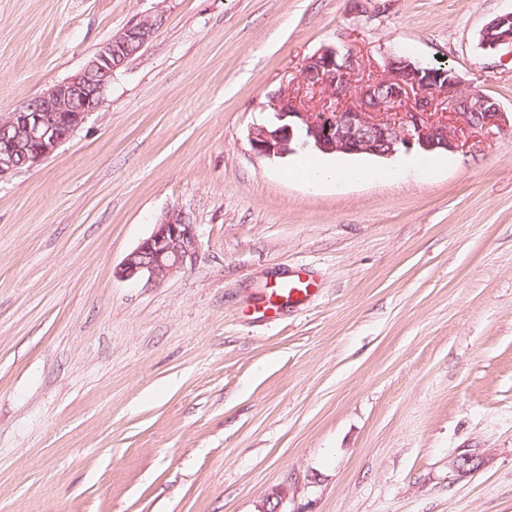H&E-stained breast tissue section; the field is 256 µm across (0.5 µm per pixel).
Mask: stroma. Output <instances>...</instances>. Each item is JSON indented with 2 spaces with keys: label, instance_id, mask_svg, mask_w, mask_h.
<instances>
[{
  "label": "stroma",
  "instance_id": "stroma-1",
  "mask_svg": "<svg viewBox=\"0 0 512 512\" xmlns=\"http://www.w3.org/2000/svg\"><path fill=\"white\" fill-rule=\"evenodd\" d=\"M512 0H0V115L162 22L41 165L0 178V512H512V128L430 175L253 154L324 46L442 62L512 116ZM192 265L115 269L168 208ZM309 273L305 302L261 318ZM475 454L473 468L457 459ZM481 44L484 49L498 50L502 45L512 48V12L493 18L481 33ZM287 176L291 180L347 181L352 178L383 179L390 176V172L384 170L354 171L341 165L326 163L306 156L288 169ZM311 282L305 276L296 274L285 281L280 288H273L270 294L271 298L285 299L288 303L298 300L302 296L308 297Z\"/></svg>",
  "mask_w": 512,
  "mask_h": 512
}]
</instances>
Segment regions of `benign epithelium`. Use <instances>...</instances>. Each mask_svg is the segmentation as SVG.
I'll use <instances>...</instances> for the list:
<instances>
[{"label": "benign epithelium", "mask_w": 512, "mask_h": 512, "mask_svg": "<svg viewBox=\"0 0 512 512\" xmlns=\"http://www.w3.org/2000/svg\"><path fill=\"white\" fill-rule=\"evenodd\" d=\"M160 22L157 16L139 18L102 43L79 72L1 116L0 179L50 158L98 109L129 48H143ZM481 44L491 51L512 46V12L485 25ZM359 66L357 53L347 47L324 46L308 57L298 91L274 93L273 120L249 130L254 154L275 158L302 150L392 158L414 150L454 152L465 146V134L492 136L507 125L500 105L479 91H465L451 69L391 53L378 74L358 81ZM198 250L196 225L182 210L169 208L115 275L156 284L193 262Z\"/></svg>", "instance_id": "benign-epithelium-1"}]
</instances>
